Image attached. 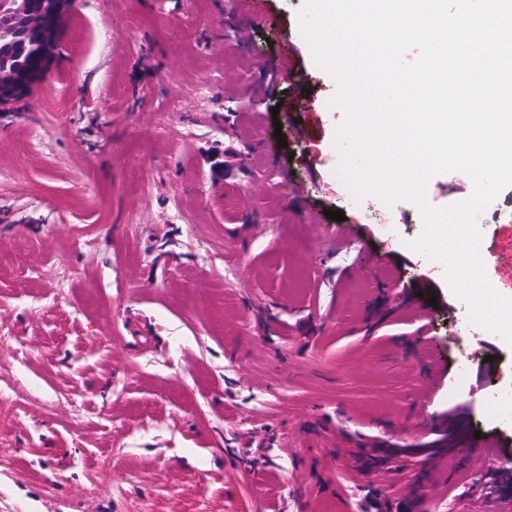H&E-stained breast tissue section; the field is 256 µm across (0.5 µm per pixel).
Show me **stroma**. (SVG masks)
Wrapping results in <instances>:
<instances>
[{"label":"stroma","mask_w":512,"mask_h":512,"mask_svg":"<svg viewBox=\"0 0 512 512\" xmlns=\"http://www.w3.org/2000/svg\"><path fill=\"white\" fill-rule=\"evenodd\" d=\"M305 3L74 0L0 111V512H512L506 464L453 448L512 445V347L412 249L414 203L338 174ZM511 198L480 227L506 297Z\"/></svg>","instance_id":"obj_1"}]
</instances>
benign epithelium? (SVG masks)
I'll return each instance as SVG.
<instances>
[{
    "instance_id": "obj_1",
    "label": "benign epithelium",
    "mask_w": 512,
    "mask_h": 512,
    "mask_svg": "<svg viewBox=\"0 0 512 512\" xmlns=\"http://www.w3.org/2000/svg\"><path fill=\"white\" fill-rule=\"evenodd\" d=\"M69 8L70 0H42L32 12L19 0H0V41L32 39L31 50L48 65ZM42 77L41 73L30 75L20 65L0 64V109L28 95Z\"/></svg>"
}]
</instances>
